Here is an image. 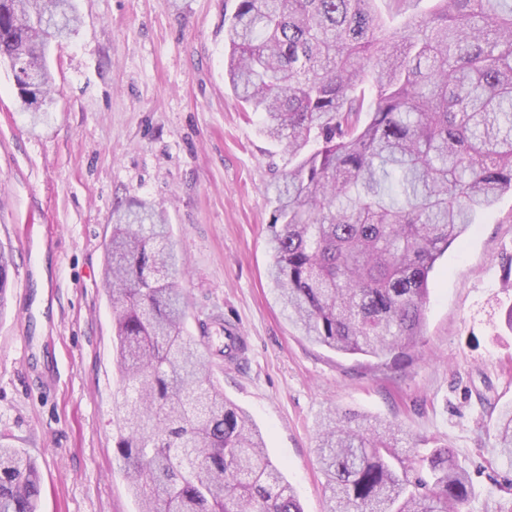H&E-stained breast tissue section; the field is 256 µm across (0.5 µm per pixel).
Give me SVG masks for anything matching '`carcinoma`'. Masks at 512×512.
<instances>
[{
    "label": "carcinoma",
    "instance_id": "obj_1",
    "mask_svg": "<svg viewBox=\"0 0 512 512\" xmlns=\"http://www.w3.org/2000/svg\"><path fill=\"white\" fill-rule=\"evenodd\" d=\"M73 0H0V58L51 99L50 43ZM226 75L245 112L294 160L273 187L267 276L309 341L403 359L423 336L429 273L512 193V0H436L388 32L375 0H235ZM103 286L123 402L113 456L140 512H303L249 416L211 378L164 216L118 203ZM399 428L327 414L318 456L326 512H465L468 473L446 446L398 448ZM497 447L512 462V405ZM30 457L0 443V512H36Z\"/></svg>",
    "mask_w": 512,
    "mask_h": 512
}]
</instances>
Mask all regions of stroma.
<instances>
[{
  "label": "stroma",
  "mask_w": 512,
  "mask_h": 512,
  "mask_svg": "<svg viewBox=\"0 0 512 512\" xmlns=\"http://www.w3.org/2000/svg\"><path fill=\"white\" fill-rule=\"evenodd\" d=\"M52 44L43 123L19 108L0 61V438L35 462L37 512H138L113 461L122 398L101 279L115 203L161 209L181 267L185 333L247 338L214 381L262 434L303 512H326L318 437L333 410L400 426V448L447 445L475 488L466 512H512V464L495 446L512 404V195L480 213L429 274L420 343L400 364L302 336L266 269L267 188L291 167L224 79L225 0H76Z\"/></svg>",
  "instance_id": "1"
}]
</instances>
